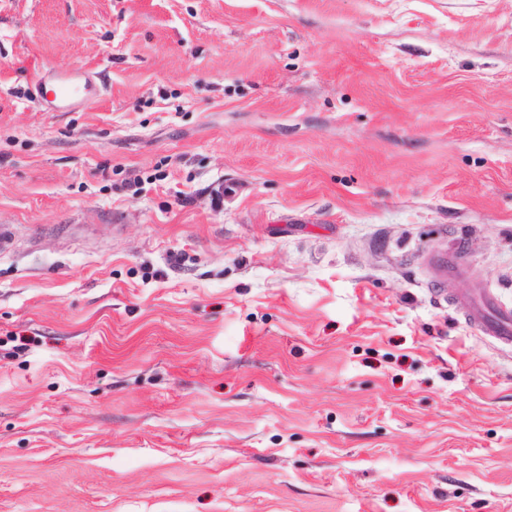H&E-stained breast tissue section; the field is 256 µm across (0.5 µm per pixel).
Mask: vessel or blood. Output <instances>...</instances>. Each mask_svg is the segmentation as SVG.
I'll use <instances>...</instances> for the list:
<instances>
[{
  "label": "vessel or blood",
  "mask_w": 512,
  "mask_h": 512,
  "mask_svg": "<svg viewBox=\"0 0 512 512\" xmlns=\"http://www.w3.org/2000/svg\"><path fill=\"white\" fill-rule=\"evenodd\" d=\"M37 86L45 107L54 112L70 111L96 94L91 76L81 69L50 68L38 75ZM460 310L482 336L512 347V308L499 306L488 293L475 288L464 295Z\"/></svg>",
  "instance_id": "obj_1"
}]
</instances>
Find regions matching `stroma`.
<instances>
[{"label":"stroma","instance_id":"obj_1","mask_svg":"<svg viewBox=\"0 0 512 512\" xmlns=\"http://www.w3.org/2000/svg\"><path fill=\"white\" fill-rule=\"evenodd\" d=\"M1 231L0 512H512V0H0ZM37 87L45 107L54 112H68L97 95L93 79L81 69L49 68L38 75ZM433 277L436 280H447L462 272V267L448 258V253H439L430 259ZM464 303L460 307L465 320L485 336L503 346L512 347V308L502 307L481 288L456 296Z\"/></svg>","mask_w":512,"mask_h":512}]
</instances>
